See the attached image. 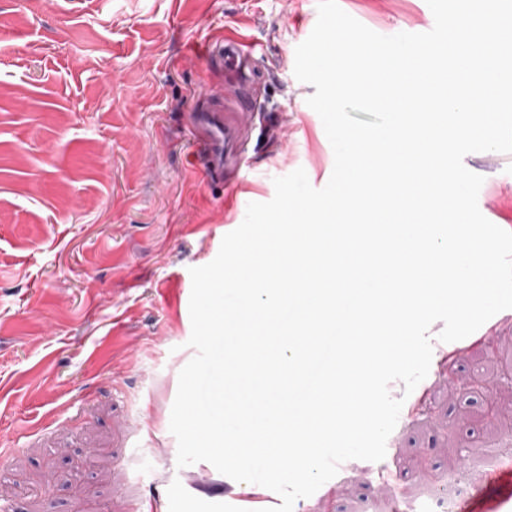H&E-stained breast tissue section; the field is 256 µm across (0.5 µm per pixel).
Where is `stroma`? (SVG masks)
Returning a JSON list of instances; mask_svg holds the SVG:
<instances>
[{
  "instance_id": "stroma-1",
  "label": "stroma",
  "mask_w": 512,
  "mask_h": 512,
  "mask_svg": "<svg viewBox=\"0 0 512 512\" xmlns=\"http://www.w3.org/2000/svg\"><path fill=\"white\" fill-rule=\"evenodd\" d=\"M382 35L434 25L426 0H339ZM317 0H0V512H132L167 489L232 503L254 491L211 464L177 465L169 429L195 356L191 286L273 180L329 181L334 154L294 76ZM233 31L260 45L256 109L236 120L238 176L204 173L190 116L201 89L225 102L235 78L212 63ZM481 213L512 232V154L471 153ZM452 364L432 362L428 396L379 462L348 460L294 512H427L507 494L494 451L512 448V309ZM498 414L488 417L489 404Z\"/></svg>"
}]
</instances>
